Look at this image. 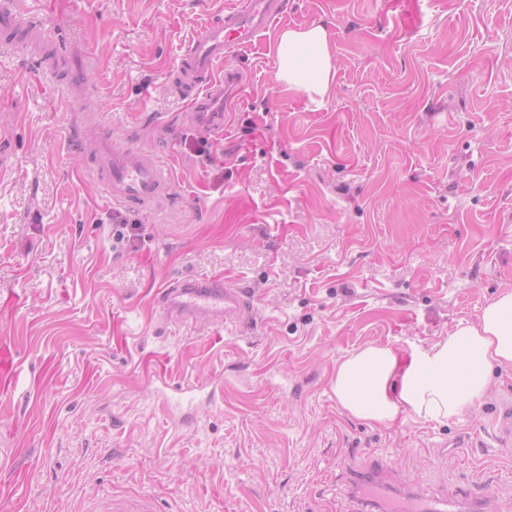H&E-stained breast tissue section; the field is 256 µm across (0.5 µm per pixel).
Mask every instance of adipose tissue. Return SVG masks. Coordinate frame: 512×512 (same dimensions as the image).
I'll return each mask as SVG.
<instances>
[{"mask_svg":"<svg viewBox=\"0 0 512 512\" xmlns=\"http://www.w3.org/2000/svg\"><path fill=\"white\" fill-rule=\"evenodd\" d=\"M277 78L289 88L325 97L336 69L323 26L283 31ZM512 368V291L490 300L477 323L401 361L391 347L369 344L338 362L331 379L337 403L355 418L392 426L402 412L445 421L480 402L493 368Z\"/></svg>","mask_w":512,"mask_h":512,"instance_id":"obj_1","label":"adipose tissue"}]
</instances>
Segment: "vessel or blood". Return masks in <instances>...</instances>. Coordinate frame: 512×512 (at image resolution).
Listing matches in <instances>:
<instances>
[{
  "label": "vessel or blood",
  "instance_id": "1",
  "mask_svg": "<svg viewBox=\"0 0 512 512\" xmlns=\"http://www.w3.org/2000/svg\"><path fill=\"white\" fill-rule=\"evenodd\" d=\"M289 0H234L223 15L206 23L179 56L174 73L178 90L192 108L193 127L208 135H222L228 107L241 86V72L228 60L253 45L275 28L288 13ZM0 45L40 54L47 71H67L71 90H78L81 74L71 72L73 54L62 38L54 36L34 19L20 0H0ZM85 169L98 191L113 205L130 211L149 212L170 193V176L163 159L133 146L120 147L108 132H100L84 142ZM164 317L192 325L206 320L213 326L251 327L258 309L245 289L214 276L187 275L165 282L156 294ZM8 337L0 336V393L12 394L26 385L20 364L10 361ZM158 395L165 407L194 404L197 392H205L213 402L224 395L222 377L207 386L184 383L163 375L158 379ZM494 435L504 446L512 444V398L501 400ZM387 462L373 458L361 471L350 474L348 487L358 500L378 506L379 512H485L480 496L461 491L433 498L416 490L392 492L386 480ZM100 512H150L148 500L109 497Z\"/></svg>",
  "mask_w": 512,
  "mask_h": 512
}]
</instances>
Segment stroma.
Here are the masks:
<instances>
[{"instance_id": "35a3bbf8", "label": "stroma", "mask_w": 512, "mask_h": 512, "mask_svg": "<svg viewBox=\"0 0 512 512\" xmlns=\"http://www.w3.org/2000/svg\"><path fill=\"white\" fill-rule=\"evenodd\" d=\"M49 24L85 73L81 98L25 52H0V333L35 384L0 401V448L26 478L0 512H89L149 496L155 512H350L344 477L384 456L394 486L512 500L493 438L512 371L445 422L383 428L336 402L339 360L365 344L428 349L512 290V0H290L242 50L249 73L215 143L170 75L231 0H56ZM323 26L322 98L276 78L280 31ZM108 130L167 160L170 196L139 217L84 172ZM142 224L132 248L116 224ZM249 292L252 330L167 322L168 279ZM224 378L173 425L152 390Z\"/></svg>"}]
</instances>
